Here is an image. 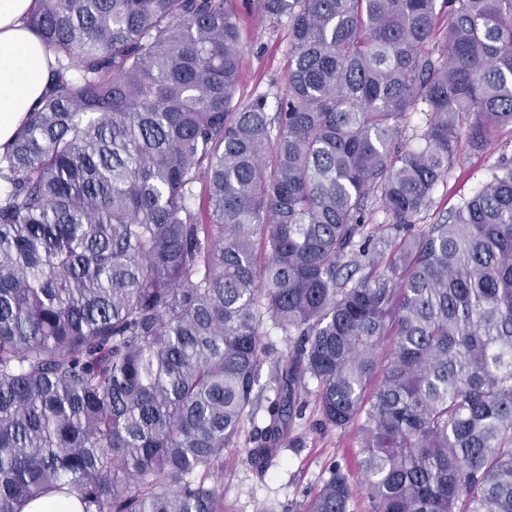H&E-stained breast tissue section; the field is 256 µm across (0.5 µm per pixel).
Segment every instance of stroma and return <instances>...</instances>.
Listing matches in <instances>:
<instances>
[{"mask_svg": "<svg viewBox=\"0 0 512 512\" xmlns=\"http://www.w3.org/2000/svg\"><path fill=\"white\" fill-rule=\"evenodd\" d=\"M233 7L243 33L239 94L245 99L274 94L284 86L288 71V25L259 22L253 0H235ZM503 154L512 157V134L508 132L486 152H463L435 192L429 221H436L461 198L471 195ZM318 420L316 404H309L292 430L293 436L302 439V447L281 448L261 475L244 463L243 445L226 448L224 472L218 482L224 494V512H297L299 504L327 477L330 466L341 465L352 476H359L357 426L320 430Z\"/></svg>", "mask_w": 512, "mask_h": 512, "instance_id": "stroma-1", "label": "stroma"}]
</instances>
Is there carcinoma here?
<instances>
[{"label": "carcinoma", "mask_w": 512, "mask_h": 512, "mask_svg": "<svg viewBox=\"0 0 512 512\" xmlns=\"http://www.w3.org/2000/svg\"><path fill=\"white\" fill-rule=\"evenodd\" d=\"M232 2L39 0L57 70L0 157V512H224V449L300 447L311 384L364 483L335 464L305 512H512V158L424 223L459 143L512 129V0H257L291 63L248 100ZM21 512H82V508L74 497L51 495L29 501Z\"/></svg>", "instance_id": "obj_1"}]
</instances>
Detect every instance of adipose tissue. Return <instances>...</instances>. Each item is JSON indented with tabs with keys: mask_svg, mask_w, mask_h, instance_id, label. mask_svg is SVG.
<instances>
[{
	"mask_svg": "<svg viewBox=\"0 0 512 512\" xmlns=\"http://www.w3.org/2000/svg\"><path fill=\"white\" fill-rule=\"evenodd\" d=\"M36 0H0V155L37 108L55 65L28 20Z\"/></svg>",
	"mask_w": 512,
	"mask_h": 512,
	"instance_id": "ef3b65f1",
	"label": "adipose tissue"
}]
</instances>
